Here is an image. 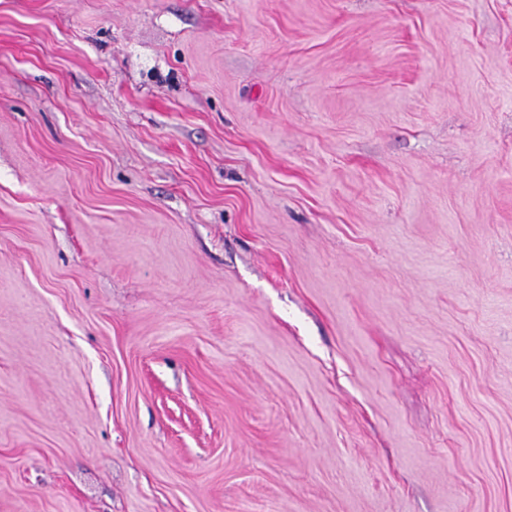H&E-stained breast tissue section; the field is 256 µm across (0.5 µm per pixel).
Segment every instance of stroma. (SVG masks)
I'll return each mask as SVG.
<instances>
[{"instance_id":"1","label":"stroma","mask_w":512,"mask_h":512,"mask_svg":"<svg viewBox=\"0 0 512 512\" xmlns=\"http://www.w3.org/2000/svg\"><path fill=\"white\" fill-rule=\"evenodd\" d=\"M0 512H512V0H0Z\"/></svg>"}]
</instances>
